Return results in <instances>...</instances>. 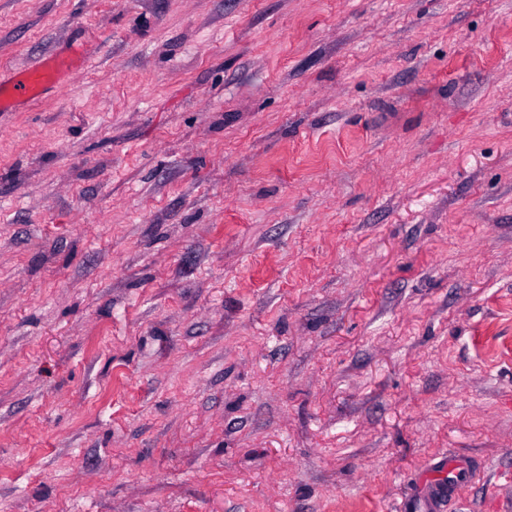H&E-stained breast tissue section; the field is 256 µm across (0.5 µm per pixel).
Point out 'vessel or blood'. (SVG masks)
<instances>
[{
    "instance_id": "obj_1",
    "label": "vessel or blood",
    "mask_w": 512,
    "mask_h": 512,
    "mask_svg": "<svg viewBox=\"0 0 512 512\" xmlns=\"http://www.w3.org/2000/svg\"><path fill=\"white\" fill-rule=\"evenodd\" d=\"M78 59L77 50L69 46L0 78V112L30 105L47 89L65 83L78 69ZM470 476L471 470L465 460L448 458L440 461L428 486L424 503L426 512H436L440 501L455 499Z\"/></svg>"
}]
</instances>
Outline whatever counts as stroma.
I'll return each instance as SVG.
<instances>
[{"label":"stroma","mask_w":512,"mask_h":512,"mask_svg":"<svg viewBox=\"0 0 512 512\" xmlns=\"http://www.w3.org/2000/svg\"><path fill=\"white\" fill-rule=\"evenodd\" d=\"M0 512H512V0H0ZM71 43L65 49L42 57L35 64L16 69L7 78H0V112L27 106L38 100L44 91L64 84L84 59ZM471 470L463 459L448 458L440 461L434 471V477L429 482L427 501L423 507L426 510L438 509L440 501L448 503L456 498L459 490L468 482Z\"/></svg>","instance_id":"obj_1"}]
</instances>
